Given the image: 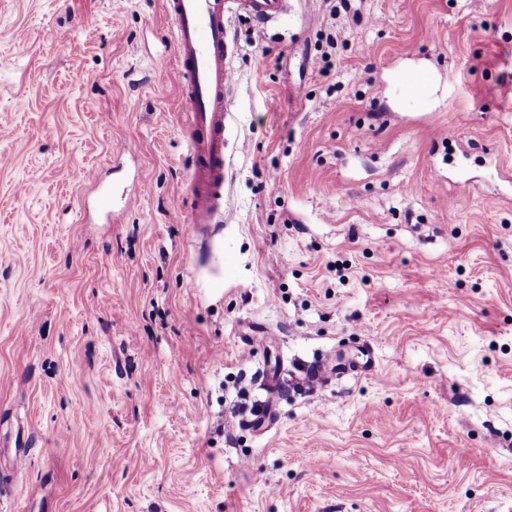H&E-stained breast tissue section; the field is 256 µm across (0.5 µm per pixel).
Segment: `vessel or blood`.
<instances>
[{
	"instance_id": "b4317fda",
	"label": "vessel or blood",
	"mask_w": 512,
	"mask_h": 512,
	"mask_svg": "<svg viewBox=\"0 0 512 512\" xmlns=\"http://www.w3.org/2000/svg\"><path fill=\"white\" fill-rule=\"evenodd\" d=\"M176 23L173 57L184 77L190 131L191 221L213 223L224 185L225 97L232 84L227 59L234 53L224 27L225 0H160ZM243 11L264 24L283 18L289 0H242Z\"/></svg>"
}]
</instances>
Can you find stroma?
Here are the masks:
<instances>
[{"instance_id":"stroma-1","label":"stroma","mask_w":512,"mask_h":512,"mask_svg":"<svg viewBox=\"0 0 512 512\" xmlns=\"http://www.w3.org/2000/svg\"><path fill=\"white\" fill-rule=\"evenodd\" d=\"M226 28L201 227L159 0H0V512H512V0Z\"/></svg>"}]
</instances>
